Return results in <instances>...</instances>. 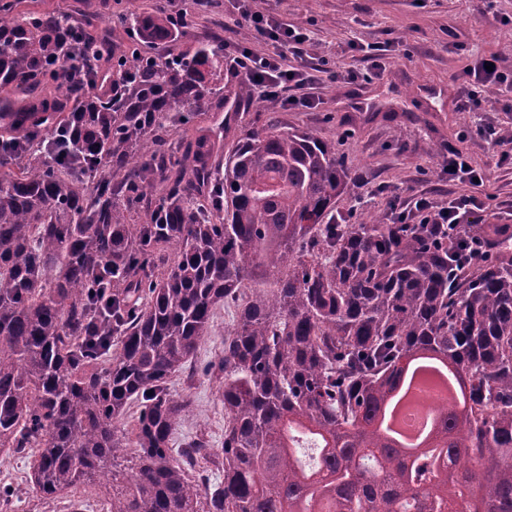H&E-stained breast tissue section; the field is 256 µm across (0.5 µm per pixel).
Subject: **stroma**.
<instances>
[{
  "mask_svg": "<svg viewBox=\"0 0 512 512\" xmlns=\"http://www.w3.org/2000/svg\"><path fill=\"white\" fill-rule=\"evenodd\" d=\"M21 11H54L82 19L99 17L112 25L113 37L137 46L143 54L167 58L170 50H194L218 43L225 56L238 47L271 55L270 42L238 22L242 0H16ZM256 8L276 21L306 27L311 54L322 71L309 95L312 107H294L291 92L279 100L239 106L237 128L269 126L314 132L335 144L351 173L365 177L349 185L337 212H391L420 196L443 203L465 192L449 181L447 147L467 155L487 178L474 191L485 207L483 224L505 223L512 210V112L489 110L460 117L456 96L462 72L477 57L500 55L512 67V0H256ZM161 11L185 14L176 46L138 43L136 16ZM384 50L382 67L371 70L373 47ZM353 72L354 80L337 81L336 73ZM492 126L498 141L480 135ZM235 312L217 308L210 336L197 350L192 374L170 383L174 397L192 404L174 437L183 444L204 434L213 447L224 440V405L206 373L224 351V333ZM29 458L0 454V489L10 497L8 512H71L69 500L43 502L30 482Z\"/></svg>",
  "mask_w": 512,
  "mask_h": 512,
  "instance_id": "1",
  "label": "stroma"
}]
</instances>
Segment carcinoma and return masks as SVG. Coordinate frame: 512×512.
Segmentation results:
<instances>
[{"label": "carcinoma", "mask_w": 512, "mask_h": 512, "mask_svg": "<svg viewBox=\"0 0 512 512\" xmlns=\"http://www.w3.org/2000/svg\"><path fill=\"white\" fill-rule=\"evenodd\" d=\"M180 22L136 17L144 43ZM96 18L0 4V453L35 448L40 497L107 512H512V225L336 223L349 168L310 131H235L250 83L210 95L224 55L165 59L112 37L104 82L83 66ZM224 109L173 151L174 127ZM224 443L173 435L215 310ZM456 365L408 457L373 427L402 362ZM221 475L193 480L200 463Z\"/></svg>", "instance_id": "cac0c4a2"}]
</instances>
